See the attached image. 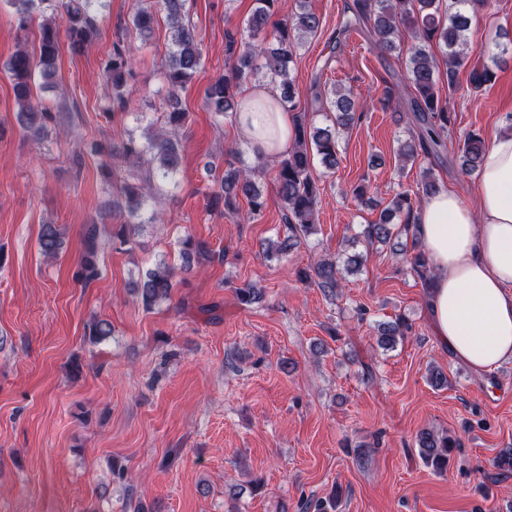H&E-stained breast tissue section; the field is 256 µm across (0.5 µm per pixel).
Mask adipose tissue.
Here are the masks:
<instances>
[{
  "label": "adipose tissue",
  "mask_w": 512,
  "mask_h": 512,
  "mask_svg": "<svg viewBox=\"0 0 512 512\" xmlns=\"http://www.w3.org/2000/svg\"><path fill=\"white\" fill-rule=\"evenodd\" d=\"M238 120L256 152L286 153L292 116L265 90L245 94ZM417 239L434 268L429 300L436 336L460 361L490 371L512 361V134L495 136L478 181V206L456 192L426 197Z\"/></svg>",
  "instance_id": "1"
}]
</instances>
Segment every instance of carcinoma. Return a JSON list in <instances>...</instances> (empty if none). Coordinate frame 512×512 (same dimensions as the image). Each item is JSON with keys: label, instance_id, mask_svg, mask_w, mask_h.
<instances>
[{"label": "carcinoma", "instance_id": "cac0c4a2", "mask_svg": "<svg viewBox=\"0 0 512 512\" xmlns=\"http://www.w3.org/2000/svg\"><path fill=\"white\" fill-rule=\"evenodd\" d=\"M13 8L19 28L25 30L36 11L50 10L61 16L64 28L54 21L41 25L38 49L29 53L19 48L4 64L11 74L13 92L18 106V119L22 130L35 141L47 135L48 128L57 123L61 113L53 111L37 99L33 91L35 76L45 84L54 83L56 62L62 50L79 54L92 42L99 31L98 5L102 0H5ZM170 29L174 31L168 59L164 63L163 77L168 87L184 86L201 64L202 53L186 10V0H160ZM486 0H452L441 7V0H351L344 5L342 22L336 29L335 41L339 42L353 31L367 30L373 37L374 47L381 53L401 50L405 38L411 43L407 49L405 78L412 90L408 108L412 116L413 132L398 149V157L404 164L415 162L419 156L441 157L447 148L448 134L452 125V112L448 101L443 99L437 87L439 66L432 47L444 49L445 77L448 88L458 80L460 68L468 53L467 32L471 14L483 6ZM282 0H255V7L248 17L246 37L237 38L227 33V59L224 74L212 82L205 92L207 104L218 114L233 113L241 86L254 74V60L263 55L272 79L278 81L280 104L293 110L294 83L289 77L290 64L297 56L303 38L317 33L320 18L302 3L299 11L290 18L274 25L273 38L266 29L273 16L281 10ZM156 12L152 6H139L126 24L125 31L135 30L146 38L153 30ZM107 81L112 87V107L125 110L129 107L132 87L128 79L133 77L131 49L124 39L112 44V53L105 68ZM496 78L495 71L486 64H474L469 82L479 90ZM328 111L334 114L331 125L317 126L304 116L296 117L294 135L288 152L277 165L275 185L284 224L278 236L265 244L267 259H280L312 234L316 228L315 216L320 188L312 175L314 161L326 169L339 165L338 134L362 118L359 99L349 88L338 87L326 97ZM162 126L146 140L128 132L112 142L107 154L120 159L126 165L125 176L116 186L126 218L113 228L112 244L127 251L134 249L141 225L156 221V214L144 217L145 202L169 185H176L179 167V141L177 133L187 120V112L179 107L176 97H170L166 109L161 112ZM460 168L470 175L481 169L486 153L484 140L476 132H469L458 144ZM264 173L262 162L238 169L230 162L224 170L218 191L210 197L212 210L239 214L238 198L248 201L249 209L240 214L245 222L253 221L263 210L266 199L257 187L255 177ZM440 186L433 169L422 171L415 191L396 193L381 210L377 221L366 225L361 236L370 244L390 247V252L409 263L413 274L422 287L430 288L433 273L432 261L415 236V213L421 197L439 191ZM103 233L101 226L86 224L83 228L84 248L79 259L78 279L88 283L100 275L98 255ZM61 231L56 224L41 225L38 246L40 253L53 259L62 249ZM180 270L161 261L156 268L146 271L144 277L132 285L136 300L146 310L171 300L177 285V272L188 273L199 259L208 260L212 251L205 243L186 234L179 241ZM362 264V256L342 258L339 255L322 257L295 270L296 277L319 288L333 297L341 287L343 270L349 265ZM239 304L251 306L259 302L261 294L246 283L236 289ZM412 331V323L400 315L377 327V344L383 349L393 348ZM112 335V325L103 319H94L86 327L85 337L98 344ZM418 453L423 463L436 473L448 470V462L457 441L447 435L426 429L417 435Z\"/></svg>", "mask_w": 512, "mask_h": 512}]
</instances>
